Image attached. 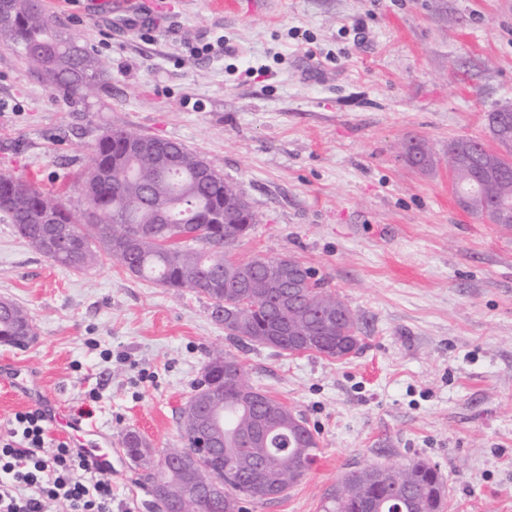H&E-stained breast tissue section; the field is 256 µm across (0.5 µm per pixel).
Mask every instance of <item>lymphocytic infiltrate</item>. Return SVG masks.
Wrapping results in <instances>:
<instances>
[{
	"label": "lymphocytic infiltrate",
	"instance_id": "obj_1",
	"mask_svg": "<svg viewBox=\"0 0 512 512\" xmlns=\"http://www.w3.org/2000/svg\"><path fill=\"white\" fill-rule=\"evenodd\" d=\"M107 472L68 441L50 437L42 410L16 412L0 434V512H46L57 500L70 512H112Z\"/></svg>",
	"mask_w": 512,
	"mask_h": 512
}]
</instances>
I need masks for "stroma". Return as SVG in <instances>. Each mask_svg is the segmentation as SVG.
Instances as JSON below:
<instances>
[{
  "label": "stroma",
  "instance_id": "stroma-1",
  "mask_svg": "<svg viewBox=\"0 0 512 512\" xmlns=\"http://www.w3.org/2000/svg\"><path fill=\"white\" fill-rule=\"evenodd\" d=\"M43 2L109 83L62 102L0 45V172L69 185L78 209L104 130L181 143L260 219L233 257H298L358 313L362 347H232L202 294L104 257L62 268L0 223V298L33 326L26 347L0 344V423L29 407L9 369L36 371L111 442L112 512H157L123 436L181 447L179 411L209 352L230 349L319 444L295 486L242 512H320L347 471L417 460L443 474L444 512H512V229L461 210L448 170L449 140L488 139V114L512 102V0H266L248 15L156 0L170 26L154 33L88 0ZM412 137L433 169L401 160Z\"/></svg>",
  "mask_w": 512,
  "mask_h": 512
}]
</instances>
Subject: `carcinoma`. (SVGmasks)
I'll return each instance as SVG.
<instances>
[{
  "label": "carcinoma",
  "instance_id": "1",
  "mask_svg": "<svg viewBox=\"0 0 512 512\" xmlns=\"http://www.w3.org/2000/svg\"><path fill=\"white\" fill-rule=\"evenodd\" d=\"M0 44L22 51L31 70L68 103L85 98L105 83L108 69L96 53L70 37L39 0H0ZM90 73L95 82L82 84ZM500 145L512 142V118L488 127ZM495 155V190L474 195L471 212L512 228V150L493 152L467 138L448 145L453 184L473 195ZM401 157L432 168L434 158L423 141L402 144ZM84 208L73 210L64 195L28 180L0 173V223L35 251L46 254L43 238L50 221L67 237L66 252L51 260L82 271L100 254L128 275L174 291L189 289L205 296L211 319L224 325L236 344L264 346L280 353L315 352L331 358L361 348L359 317L324 280L298 258L254 255L236 261L226 249L245 239L256 215L244 194L212 162L182 144L121 129L96 139L81 179ZM33 333L28 314L9 300L0 305V342L21 346ZM202 413L224 437V466L206 459L174 468L168 494L158 490L157 466L165 452L146 460V442L136 433L124 436L131 461H146L143 480L157 503L178 500L180 512H242L245 500L278 497L296 484L316 456L318 440L310 429L298 433L303 415L269 391L252 383L246 367L230 352L213 354L203 379L180 411L184 447L192 442L195 419ZM208 472L213 496L181 500V483ZM445 481L440 470L422 460L403 467L366 465L346 472L328 487L322 512H443Z\"/></svg>",
  "mask_w": 512,
  "mask_h": 512
}]
</instances>
